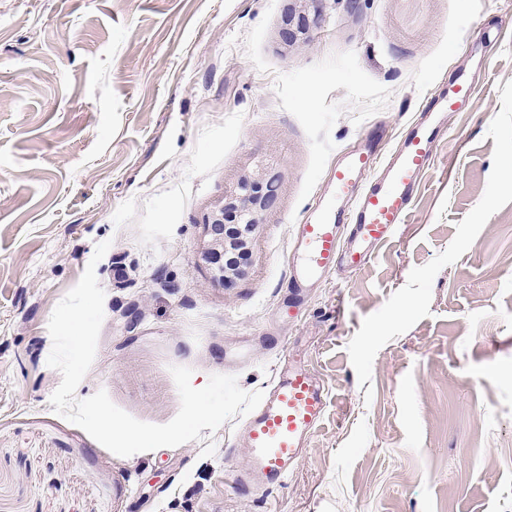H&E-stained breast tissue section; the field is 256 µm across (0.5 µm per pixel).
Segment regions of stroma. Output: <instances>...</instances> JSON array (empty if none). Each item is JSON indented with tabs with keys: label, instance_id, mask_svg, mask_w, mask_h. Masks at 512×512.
<instances>
[{
	"label": "stroma",
	"instance_id": "stroma-1",
	"mask_svg": "<svg viewBox=\"0 0 512 512\" xmlns=\"http://www.w3.org/2000/svg\"><path fill=\"white\" fill-rule=\"evenodd\" d=\"M0 0V512H512V0ZM403 224L284 316L296 226L354 146L389 154L458 77ZM284 193L248 275L200 251L252 160ZM105 291L76 389L135 418L191 383L268 390L283 347L329 403L287 484L225 490L243 417L120 457L55 413L48 321L97 243ZM287 4L282 16L280 38L288 50L297 43H306L310 31L318 26L321 0H285Z\"/></svg>",
	"mask_w": 512,
	"mask_h": 512
}]
</instances>
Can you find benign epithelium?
<instances>
[{"mask_svg":"<svg viewBox=\"0 0 512 512\" xmlns=\"http://www.w3.org/2000/svg\"><path fill=\"white\" fill-rule=\"evenodd\" d=\"M320 2L292 0L286 6L280 30L285 48L306 43L319 24ZM281 190V174L261 161L224 188V198L207 217V240L200 253L215 281L228 285L249 273L253 242L261 234L266 214L277 206Z\"/></svg>","mask_w":512,"mask_h":512,"instance_id":"7a95c632","label":"benign epithelium"}]
</instances>
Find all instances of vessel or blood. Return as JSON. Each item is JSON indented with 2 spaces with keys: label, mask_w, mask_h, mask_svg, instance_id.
I'll return each mask as SVG.
<instances>
[{
  "label": "vessel or blood",
  "mask_w": 512,
  "mask_h": 512,
  "mask_svg": "<svg viewBox=\"0 0 512 512\" xmlns=\"http://www.w3.org/2000/svg\"><path fill=\"white\" fill-rule=\"evenodd\" d=\"M472 94L466 79L449 86L438 111L414 125L384 167H377L367 144L337 167L330 195L316 203L297 229L290 277L296 292L337 268L358 269L374 246L404 222L412 191L434 161L440 114L459 110ZM373 168L378 169V177L364 180V173ZM327 404V393L316 375L301 357L287 353L272 388L242 427L247 455L229 479L232 488L248 494L284 486Z\"/></svg>",
  "instance_id": "1"
}]
</instances>
